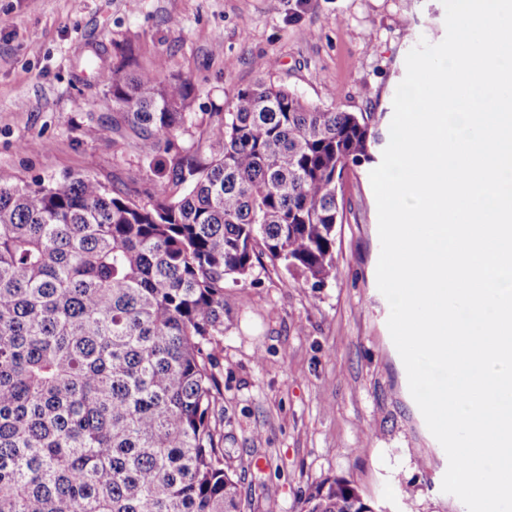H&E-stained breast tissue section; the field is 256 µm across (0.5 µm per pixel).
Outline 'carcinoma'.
<instances>
[{"label": "carcinoma", "instance_id": "obj_1", "mask_svg": "<svg viewBox=\"0 0 512 512\" xmlns=\"http://www.w3.org/2000/svg\"><path fill=\"white\" fill-rule=\"evenodd\" d=\"M112 121L168 180L139 204L90 175L0 177V512H243L224 464L214 350L224 287L268 258L320 286L336 276L339 184L374 159L373 112L258 79L204 148L188 78L128 51L100 70ZM306 512H363L343 479Z\"/></svg>", "mask_w": 512, "mask_h": 512}]
</instances>
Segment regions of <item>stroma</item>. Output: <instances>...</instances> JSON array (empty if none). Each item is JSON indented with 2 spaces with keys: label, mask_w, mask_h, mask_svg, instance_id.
Masks as SVG:
<instances>
[{
  "label": "stroma",
  "mask_w": 512,
  "mask_h": 512,
  "mask_svg": "<svg viewBox=\"0 0 512 512\" xmlns=\"http://www.w3.org/2000/svg\"><path fill=\"white\" fill-rule=\"evenodd\" d=\"M445 35L441 0H0V176L24 186L89 175L141 202L156 193L162 178L133 144L86 135L112 114L85 62L94 48L108 68L130 48L142 68L194 81L189 146L261 77L329 108L373 107L388 133L407 53ZM371 170L352 168L343 184L336 278L315 288L266 260L224 290L214 372L244 512H301L333 478L379 512H467L441 490L448 459L387 327Z\"/></svg>",
  "instance_id": "obj_1"
}]
</instances>
